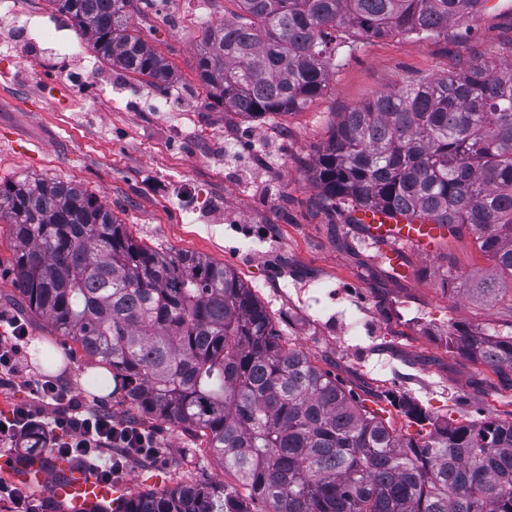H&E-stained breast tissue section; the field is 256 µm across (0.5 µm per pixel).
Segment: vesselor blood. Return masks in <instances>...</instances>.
Listing matches in <instances>:
<instances>
[{
  "label": "vessel or blood",
  "mask_w": 512,
  "mask_h": 512,
  "mask_svg": "<svg viewBox=\"0 0 512 512\" xmlns=\"http://www.w3.org/2000/svg\"><path fill=\"white\" fill-rule=\"evenodd\" d=\"M352 221L362 225L370 238L387 247V257L395 266L402 262L395 244H410L430 252L437 248L443 235L437 225L379 209L355 211ZM0 471L22 484L48 487L56 512H127L128 509L129 497L122 483L98 478L65 456L45 455L27 464L14 462L0 466Z\"/></svg>",
  "instance_id": "1"
}]
</instances>
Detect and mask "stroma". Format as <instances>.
I'll list each match as a JSON object with an SVG mask.
<instances>
[{
	"instance_id": "35a3bbf8",
	"label": "stroma",
	"mask_w": 512,
	"mask_h": 512,
	"mask_svg": "<svg viewBox=\"0 0 512 512\" xmlns=\"http://www.w3.org/2000/svg\"><path fill=\"white\" fill-rule=\"evenodd\" d=\"M0 12V185L27 177L78 183L142 245L194 253L234 269L283 342L302 349L404 437L419 427L398 398L457 423L512 417V385L446 345L470 326L512 332V307L467 301L449 269L487 270L471 234L430 255L405 249L388 272L377 249L309 179L340 112L407 84L467 68L512 64V0H481L447 36L357 38L340 55L325 94L303 110L245 119L209 97L196 54L234 0H140L135 26L171 69L166 88L95 60L86 35L50 0H16ZM0 221V312L29 336L22 372L68 386L156 437L162 453L121 478L132 495L191 479L231 481L201 437L139 416L121 392L94 388L100 374L80 346L24 310L8 268Z\"/></svg>"
}]
</instances>
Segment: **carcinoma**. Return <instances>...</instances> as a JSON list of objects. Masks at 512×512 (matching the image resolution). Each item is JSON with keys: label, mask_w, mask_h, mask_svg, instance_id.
Instances as JSON below:
<instances>
[{"label": "carcinoma", "mask_w": 512, "mask_h": 512, "mask_svg": "<svg viewBox=\"0 0 512 512\" xmlns=\"http://www.w3.org/2000/svg\"><path fill=\"white\" fill-rule=\"evenodd\" d=\"M101 61L159 87L168 63L131 22L133 0H49ZM196 60L209 96L252 119L304 109L328 87L349 32L448 34L480 0H234ZM326 202L381 208L472 235L491 273L450 272L474 302L512 295V66L476 62L338 115L310 169ZM10 273L30 312L121 380L138 411L204 438L235 478L130 499L127 512H512V420L438 419L404 439L280 342L227 265L139 244L87 191L34 179L0 186ZM448 348L512 373V333L463 326Z\"/></svg>", "instance_id": "cac0c4a2"}]
</instances>
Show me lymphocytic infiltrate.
Here are the masks:
<instances>
[{"label": "lymphocytic infiltrate", "instance_id": "obj_1", "mask_svg": "<svg viewBox=\"0 0 512 512\" xmlns=\"http://www.w3.org/2000/svg\"><path fill=\"white\" fill-rule=\"evenodd\" d=\"M27 330L19 319L0 317V379L20 372L21 344ZM33 396L52 401L59 411L51 419L41 421L27 403L15 406L9 416L0 418V441L14 445L19 458H27V443L39 438L55 443L57 451L75 456L91 472L109 480L121 472L129 460L154 459L159 455L152 434L141 428L113 420L103 410H74L70 388L51 381L31 385Z\"/></svg>", "mask_w": 512, "mask_h": 512}]
</instances>
